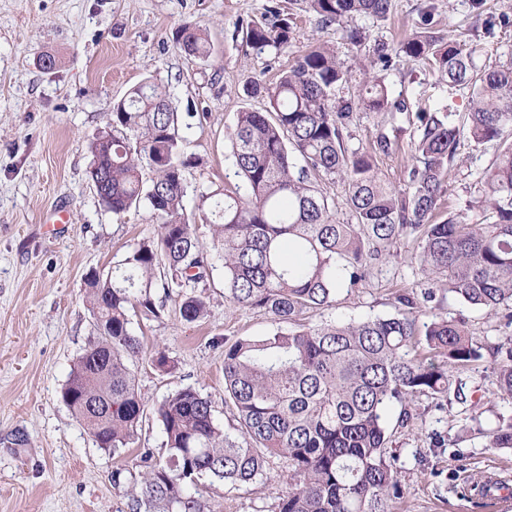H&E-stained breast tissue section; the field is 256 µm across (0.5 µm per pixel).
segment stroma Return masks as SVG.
Returning a JSON list of instances; mask_svg holds the SVG:
<instances>
[{"mask_svg":"<svg viewBox=\"0 0 512 512\" xmlns=\"http://www.w3.org/2000/svg\"><path fill=\"white\" fill-rule=\"evenodd\" d=\"M294 19L291 41L263 52L242 40L241 26L259 20L269 0H0V512H132L131 485H114L112 472L134 469L142 453L161 454L164 433L148 414L133 447L98 448L62 400L71 368L92 336L94 317L84 276L109 269L131 245L153 235L147 207L114 215L103 208L89 179V142L108 130L114 104L143 80L154 81L178 115L185 154L198 157L186 170L190 189L235 181L231 144L225 136L237 112L262 110L243 93L247 83L273 82L302 51L325 44L351 72L340 95L361 88L363 52L343 28L322 27L299 0H278ZM388 19L354 17L351 26L371 41L397 44L430 18L433 31L475 48L477 65L512 64V0H392ZM207 31L211 55L202 61L181 53L177 28ZM54 56L52 70L41 61ZM391 97L409 113L469 110V91L451 86L421 61L394 57L384 72ZM397 137L402 149L380 167L406 189L407 116L389 125L382 114L357 113L345 139L354 149L379 133ZM494 145L462 138L445 182L447 209L481 217L482 176ZM416 245L401 239L389 263L368 271L364 288L339 291L332 308L308 314L311 323L361 321L395 311L396 294L420 278ZM208 315L196 322L167 315L132 322L142 342L127 364L148 407L191 387L212 397L220 424L232 418L224 404V347L240 337L272 332L267 315L224 299V271L203 289ZM434 315L464 320L483 357L461 372L467 391L483 398L480 412L457 403L418 402L422 420L397 430L392 450L400 470L393 512H487L480 500H463V485L480 482L498 464L512 465L511 450L489 448L484 429L512 412L485 376L493 348L512 336L503 311L471 307L444 293ZM162 350L175 368L156 370L150 355ZM286 457H268L265 478L252 484L202 479L194 494L213 512H276L288 489Z\"/></svg>","mask_w":512,"mask_h":512,"instance_id":"stroma-1","label":"stroma"}]
</instances>
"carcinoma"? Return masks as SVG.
Listing matches in <instances>:
<instances>
[{
    "label": "carcinoma",
    "instance_id": "carcinoma-1",
    "mask_svg": "<svg viewBox=\"0 0 512 512\" xmlns=\"http://www.w3.org/2000/svg\"><path fill=\"white\" fill-rule=\"evenodd\" d=\"M325 28L357 15L387 18L392 0H302ZM294 22L277 5L248 24L253 48L279 49ZM176 43L189 57L207 59L205 33L183 25ZM395 52L426 62L448 81L470 88L462 126L452 111L417 113L411 141L415 164L408 190H397L378 158L396 154L399 142L380 133L353 151L344 132L354 111L394 121L407 105L394 100L383 77H366L355 101L336 97L349 71L326 46L315 47L280 70L270 85L254 81L249 97L267 99L264 111L237 113L227 132L238 185L194 190V208L209 225L211 245L189 222L185 171L197 159L181 148L177 114L146 80L114 104L112 129L91 143L89 177L101 204L115 215L147 205L156 234L133 244L112 269L90 270L86 297L96 317L62 398L95 444L117 452L136 443L147 405L125 358L139 352L131 316L158 320L174 299L181 319L206 313L197 289L207 287L215 261L224 268V298L260 309L272 334L239 338L224 348V404L235 423L216 421L215 402L187 387L157 409L164 453L141 455L132 497L135 512H204L190 488L199 479L253 483L269 455L291 462L288 492L278 512H390L399 472L389 455V414L396 425L415 424V399L454 398L471 410L457 372L482 357L465 322L423 308L448 290L476 308L512 307V64L479 67L476 49H465L419 27ZM477 145L497 144L485 172L487 218L472 224L458 213L436 220L462 132ZM152 172L142 178L143 168ZM341 185L352 221L337 218L327 185ZM412 236L422 279L420 296L402 292L395 313L358 322L304 324L301 317L332 307L338 290L364 286L371 266L393 256L398 240ZM161 287L164 297L154 298ZM492 374L498 395L512 400V338L496 347ZM443 356L448 363H435ZM489 447L512 449V416L497 417Z\"/></svg>",
    "mask_w": 512,
    "mask_h": 512
}]
</instances>
